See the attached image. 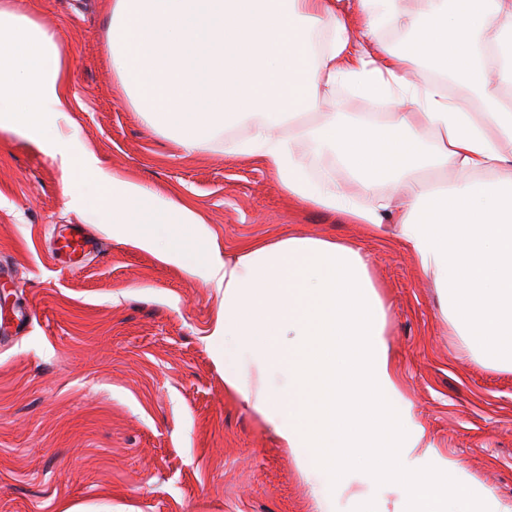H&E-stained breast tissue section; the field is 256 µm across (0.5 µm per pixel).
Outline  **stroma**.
<instances>
[{"label":"stroma","mask_w":512,"mask_h":512,"mask_svg":"<svg viewBox=\"0 0 512 512\" xmlns=\"http://www.w3.org/2000/svg\"><path fill=\"white\" fill-rule=\"evenodd\" d=\"M55 32L74 107L60 132L111 171L177 192L203 211L223 252L271 235L358 246L389 306L387 341L405 397L440 455L512 504V371L476 359L441 313L432 279L395 238L289 200L255 159L222 145L185 152L131 111L105 48L108 0H15ZM314 177L362 190L330 153L298 141ZM97 247L57 251L66 226ZM0 512H313L287 449L224 391L205 338L222 294L199 276L113 239L67 205L62 174L23 139L0 135Z\"/></svg>","instance_id":"obj_1"}]
</instances>
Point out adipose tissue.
Segmentation results:
<instances>
[{
  "label": "adipose tissue",
  "instance_id": "ef3b65f1",
  "mask_svg": "<svg viewBox=\"0 0 512 512\" xmlns=\"http://www.w3.org/2000/svg\"><path fill=\"white\" fill-rule=\"evenodd\" d=\"M353 41L336 0H110L107 52L132 111L185 150L248 118L249 141L225 153L256 157L303 204L395 237L445 297L443 315L485 365L512 370V0H357ZM414 29L393 48L384 27ZM428 65L436 75L419 79ZM384 98V123L330 113L308 121L339 85ZM70 72L55 33L0 0V132L23 136L58 163L70 208L114 239L154 253L224 291L207 337L224 388L288 448L315 512H347L353 481L395 478L392 503L362 512H512L469 485L462 465L425 439L386 340L388 307L359 247L279 235L222 255L204 216L182 197L106 169L62 137ZM299 140L333 152L370 204L331 177L314 180ZM452 168L450 182L419 170ZM396 450L390 472L320 466L326 444L350 457Z\"/></svg>",
  "mask_w": 512,
  "mask_h": 512
}]
</instances>
